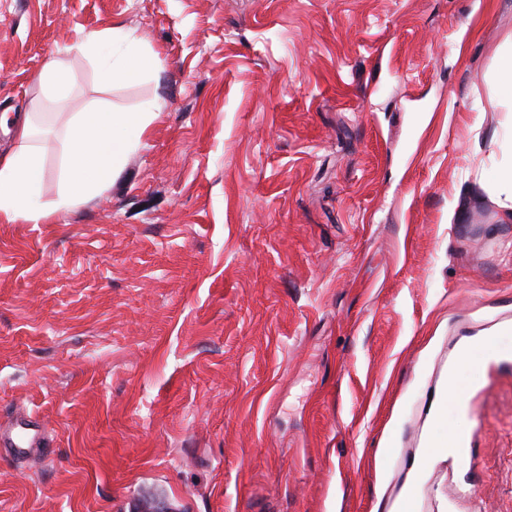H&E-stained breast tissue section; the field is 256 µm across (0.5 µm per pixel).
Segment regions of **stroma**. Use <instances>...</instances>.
<instances>
[{
    "instance_id": "obj_1",
    "label": "stroma",
    "mask_w": 512,
    "mask_h": 512,
    "mask_svg": "<svg viewBox=\"0 0 512 512\" xmlns=\"http://www.w3.org/2000/svg\"><path fill=\"white\" fill-rule=\"evenodd\" d=\"M113 25L159 76L100 83L79 47ZM511 36L512 0H0V113L41 107L45 198L69 113L165 102L64 223L0 222V420L51 440L0 459V512H389L450 433L467 457L410 512H512ZM495 87L499 102L512 112V44L510 50L502 54L498 60ZM37 81L52 93L49 100L53 105L58 109L64 108L72 83V73L67 64L56 58L50 59L39 72ZM503 132L495 130L491 141L499 143L502 148L508 147L510 161H505L499 168V177L495 185L491 200L499 209L501 222H512V123L502 126ZM49 437L40 419L20 412L7 424H0V455L13 459L37 460L50 453ZM428 450H426L421 456L413 461L412 468L409 473V478L404 485L400 508L397 510H390L389 512H406V506L410 503L411 490L415 482H417L424 474L425 468L428 462Z\"/></svg>"
}]
</instances>
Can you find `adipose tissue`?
<instances>
[{
  "instance_id": "ef3b65f1",
  "label": "adipose tissue",
  "mask_w": 512,
  "mask_h": 512,
  "mask_svg": "<svg viewBox=\"0 0 512 512\" xmlns=\"http://www.w3.org/2000/svg\"><path fill=\"white\" fill-rule=\"evenodd\" d=\"M95 60L104 83L135 80L155 73L159 54L145 52L129 29L115 26L87 35L81 45ZM154 99L134 112L94 108L71 117L60 138L63 157L62 190L44 199L43 154L34 139L38 115L26 113L14 129L15 149L0 160V220L10 224H56L111 181L126 154L140 142L154 112L163 108Z\"/></svg>"
}]
</instances>
